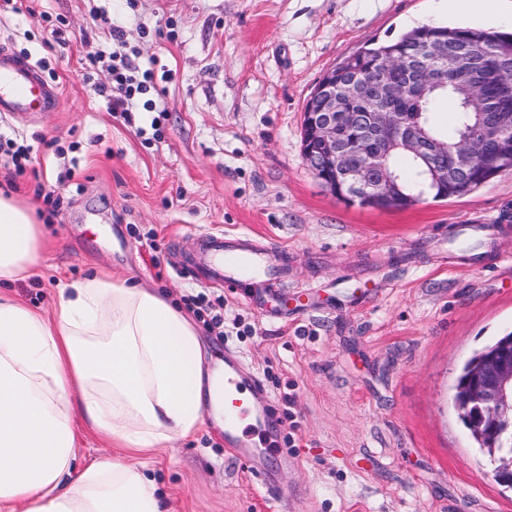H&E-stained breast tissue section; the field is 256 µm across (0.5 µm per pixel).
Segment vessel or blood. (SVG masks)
<instances>
[{
    "mask_svg": "<svg viewBox=\"0 0 512 512\" xmlns=\"http://www.w3.org/2000/svg\"><path fill=\"white\" fill-rule=\"evenodd\" d=\"M31 59L0 51V112L30 116L56 102ZM194 257L185 269L193 281L234 290L241 284L261 286L288 276V259L269 250L252 234L197 230L192 234ZM261 381L244 376L240 361L224 357V446L246 471L269 476L279 450L281 425L264 403Z\"/></svg>",
    "mask_w": 512,
    "mask_h": 512,
    "instance_id": "obj_1",
    "label": "vessel or blood"
}]
</instances>
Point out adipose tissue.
I'll list each match as a JSON object with an SVG mask.
<instances>
[{
    "mask_svg": "<svg viewBox=\"0 0 512 512\" xmlns=\"http://www.w3.org/2000/svg\"><path fill=\"white\" fill-rule=\"evenodd\" d=\"M42 260L32 208L0 189V282ZM224 421V369L158 291L91 276L54 317L0 297V512H168L146 466L122 455L76 469L79 428L125 448H169Z\"/></svg>",
    "mask_w": 512,
    "mask_h": 512,
    "instance_id": "1",
    "label": "adipose tissue"
}]
</instances>
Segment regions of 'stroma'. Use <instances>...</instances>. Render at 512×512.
<instances>
[{"mask_svg":"<svg viewBox=\"0 0 512 512\" xmlns=\"http://www.w3.org/2000/svg\"><path fill=\"white\" fill-rule=\"evenodd\" d=\"M0 16V48L41 66L54 108L0 115L33 146L0 187L36 208L43 260L0 292L53 315L67 282L97 271L222 300L225 336L204 331L258 376L283 427L274 498L224 449L212 421L145 463L170 512H512L453 406L461 364L512 328V171L448 199L377 210L334 196L305 165L306 102L322 76L373 41L423 23L453 25L448 0H23ZM155 59L160 119L127 123L93 91L105 25ZM66 29L48 47L47 28ZM63 197L51 210L38 189ZM483 227L474 253L453 247ZM248 232L287 249L291 276L263 306L175 269L191 230Z\"/></svg>","mask_w":512,"mask_h":512,"instance_id":"35a3bbf8","label":"stroma"}]
</instances>
